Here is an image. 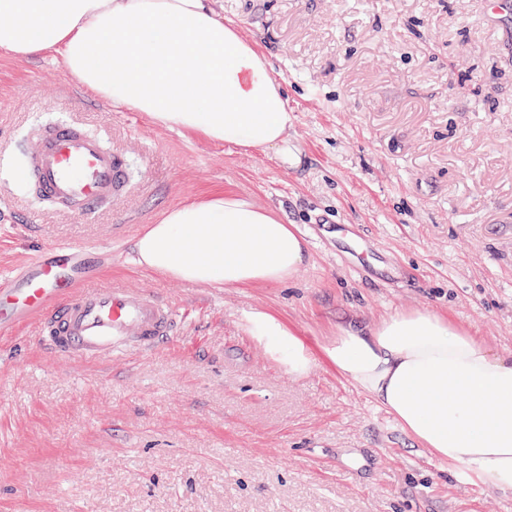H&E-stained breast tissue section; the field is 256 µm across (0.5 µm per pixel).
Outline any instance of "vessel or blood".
Returning a JSON list of instances; mask_svg holds the SVG:
<instances>
[{"label":"vessel or blood","mask_w":512,"mask_h":512,"mask_svg":"<svg viewBox=\"0 0 512 512\" xmlns=\"http://www.w3.org/2000/svg\"><path fill=\"white\" fill-rule=\"evenodd\" d=\"M126 170L124 153L76 122L39 128L26 153V171L42 196L72 214L124 198ZM87 250L55 244L0 278V341L33 327L58 356L85 362L151 354L172 343L177 307L155 291L104 282L83 262Z\"/></svg>","instance_id":"b4317fda"}]
</instances>
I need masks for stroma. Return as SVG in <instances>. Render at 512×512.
<instances>
[{"label":"stroma","mask_w":512,"mask_h":512,"mask_svg":"<svg viewBox=\"0 0 512 512\" xmlns=\"http://www.w3.org/2000/svg\"><path fill=\"white\" fill-rule=\"evenodd\" d=\"M269 62L288 149L241 151L98 100L62 58L0 54V155L45 123L123 149L130 191L87 216L0 174V275L54 243L185 315L148 355L58 359L0 347V512H512L454 476L325 362L294 377L248 335L263 310L311 347L337 326L425 310L512 360V18L484 0H213ZM227 190L295 225L283 284L210 288L139 267L173 205Z\"/></svg>","instance_id":"1"}]
</instances>
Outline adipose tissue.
<instances>
[{
    "label": "adipose tissue",
    "mask_w": 512,
    "mask_h": 512,
    "mask_svg": "<svg viewBox=\"0 0 512 512\" xmlns=\"http://www.w3.org/2000/svg\"><path fill=\"white\" fill-rule=\"evenodd\" d=\"M50 50L79 86L159 127L245 150L288 145L281 85L212 0H0V54ZM307 253L293 225L225 191L166 209L133 244L146 270L227 288L284 283ZM245 322L289 375L323 357L435 458L512 494V361L448 318L403 311L367 329L342 326L317 354L269 312Z\"/></svg>",
    "instance_id": "obj_1"
}]
</instances>
